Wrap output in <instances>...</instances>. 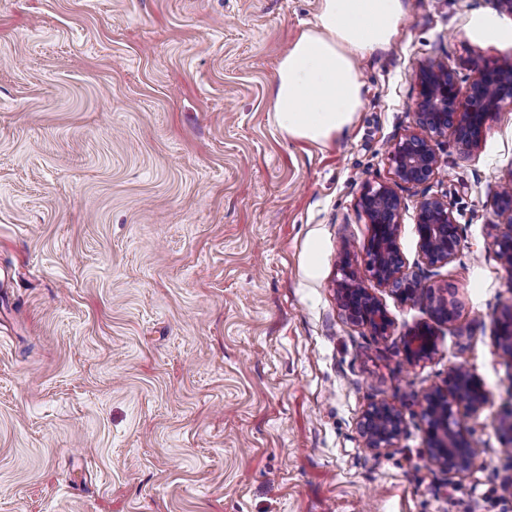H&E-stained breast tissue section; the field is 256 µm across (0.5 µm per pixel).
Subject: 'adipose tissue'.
I'll return each mask as SVG.
<instances>
[{
  "label": "adipose tissue",
  "mask_w": 512,
  "mask_h": 512,
  "mask_svg": "<svg viewBox=\"0 0 512 512\" xmlns=\"http://www.w3.org/2000/svg\"><path fill=\"white\" fill-rule=\"evenodd\" d=\"M407 15L405 0H320L312 28L281 59L272 112L286 136L324 143L349 129L365 95L358 59L387 53ZM472 42L512 48V22L492 11L464 28Z\"/></svg>",
  "instance_id": "adipose-tissue-1"
}]
</instances>
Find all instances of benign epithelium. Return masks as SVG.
Here are the masks:
<instances>
[{"label":"benign epithelium","instance_id":"benign-epithelium-1","mask_svg":"<svg viewBox=\"0 0 512 512\" xmlns=\"http://www.w3.org/2000/svg\"><path fill=\"white\" fill-rule=\"evenodd\" d=\"M417 84V131L406 134L391 151L396 181L412 186L424 185L438 175L441 162L435 143L447 136L448 129H453L461 154L468 156L479 147L489 120L503 105L512 102V59L477 67L476 76L463 87L448 63L433 58L420 67ZM358 205L371 224L367 268L376 283L391 288L403 301L423 297L435 319L452 321L453 305L448 298L425 287L418 275L404 270L397 247L402 200L395 189L386 184L368 186ZM493 207L499 221L492 245L497 248L503 268L511 274L512 178L495 192ZM416 232L421 261L428 267L447 265L460 250L461 238L452 206L442 197L421 198ZM337 293L341 307L352 321L368 326L376 336L387 335L391 319L377 296L363 286L354 272H345ZM496 342L501 353L512 358V308L498 321ZM403 348L412 362L430 358L436 351L432 328L427 324L417 327L405 336ZM488 402L489 395L481 380L472 370L462 367L448 373L445 386L424 393L422 416L427 423V452L433 464L448 476L470 475L481 453L468 439L455 408L462 406L477 414ZM403 424L402 413L395 405L383 402L371 406L361 421L365 447H393L402 434Z\"/></svg>","mask_w":512,"mask_h":512}]
</instances>
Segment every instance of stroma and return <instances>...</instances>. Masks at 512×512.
<instances>
[{
  "mask_svg": "<svg viewBox=\"0 0 512 512\" xmlns=\"http://www.w3.org/2000/svg\"><path fill=\"white\" fill-rule=\"evenodd\" d=\"M399 38L360 60L366 94L324 144L283 135L271 88L320 0H0V512H512V362L496 323L512 276L490 205L512 176V105L477 150L403 200L397 245L419 261L416 207L452 204L461 247L424 285L453 322L366 270L358 199L395 184L416 74L461 83L503 49L463 29L488 0H405ZM364 280L392 326L373 335L337 298ZM431 325L432 358L405 336ZM489 392L458 417L478 468L426 453L424 392L451 368ZM405 429L371 451L372 404ZM405 355L411 362L429 359L436 351L435 336L432 328L423 324L404 338Z\"/></svg>",
  "mask_w": 512,
  "mask_h": 512,
  "instance_id": "obj_1",
  "label": "stroma"
}]
</instances>
